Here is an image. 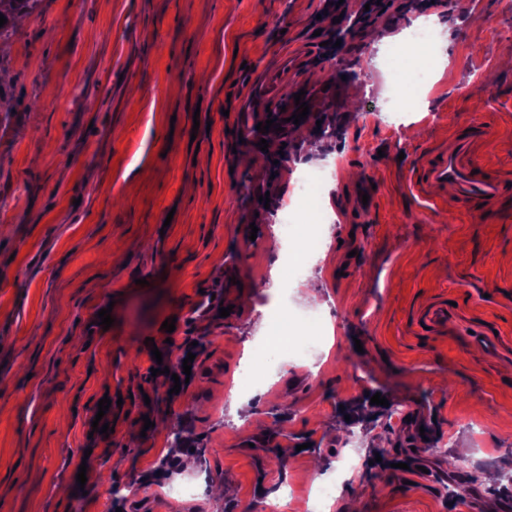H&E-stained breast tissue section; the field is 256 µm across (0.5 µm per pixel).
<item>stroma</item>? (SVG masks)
Segmentation results:
<instances>
[{
    "label": "stroma",
    "instance_id": "1",
    "mask_svg": "<svg viewBox=\"0 0 512 512\" xmlns=\"http://www.w3.org/2000/svg\"><path fill=\"white\" fill-rule=\"evenodd\" d=\"M467 2L463 15L448 0L438 22L451 43L403 112L387 109L372 33L346 56L358 79L288 72L289 55L317 48L306 22L333 26L322 0H39L14 18L0 35V512H262L274 497L309 512L331 481L328 512H483L488 500L512 512V211L489 223L434 214L405 186L416 149L454 118L494 114L493 152L512 170V69L497 56L512 43V0ZM270 69L311 111L329 100L336 122L311 163L328 175L327 258L305 262L321 300L298 282L282 300L334 338L283 360L236 408L225 393L245 364V325L271 299L275 211L296 179L267 155L241 163L225 141L270 106ZM249 223L252 241L238 236ZM438 297L453 303L447 330L415 334ZM166 343L196 354L175 400L168 375L151 373V348ZM370 391L399 416L377 406L346 422ZM108 393L123 397L114 431L90 435ZM145 415L165 431L141 429ZM422 426L433 435L419 448ZM180 428L206 450L190 471L171 444ZM353 435L358 466L340 480L336 454ZM459 448L463 476L448 467ZM400 453L410 468L394 467ZM82 466L80 485L70 474Z\"/></svg>",
    "mask_w": 512,
    "mask_h": 512
}]
</instances>
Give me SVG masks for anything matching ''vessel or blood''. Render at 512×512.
Wrapping results in <instances>:
<instances>
[{"label":"vessel or blood","mask_w":512,"mask_h":512,"mask_svg":"<svg viewBox=\"0 0 512 512\" xmlns=\"http://www.w3.org/2000/svg\"><path fill=\"white\" fill-rule=\"evenodd\" d=\"M493 133L482 117L454 125L436 146L417 155L407 178L409 191L437 213L495 217L512 202V172L488 157ZM418 324L433 331L447 328V300L425 305Z\"/></svg>","instance_id":"1"}]
</instances>
